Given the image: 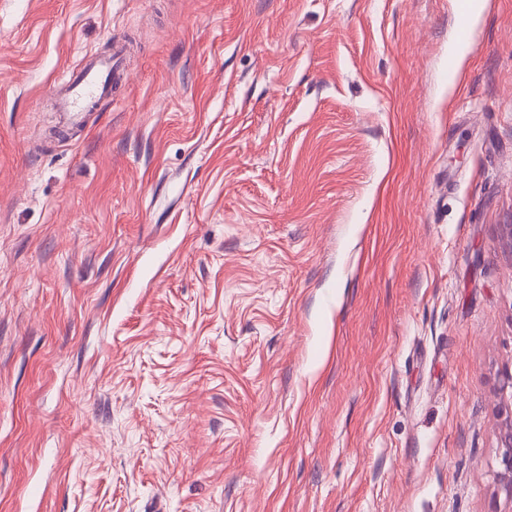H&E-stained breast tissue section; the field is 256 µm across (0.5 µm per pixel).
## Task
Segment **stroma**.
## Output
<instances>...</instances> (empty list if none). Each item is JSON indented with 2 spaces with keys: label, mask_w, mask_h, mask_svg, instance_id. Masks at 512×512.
Masks as SVG:
<instances>
[{
  "label": "stroma",
  "mask_w": 512,
  "mask_h": 512,
  "mask_svg": "<svg viewBox=\"0 0 512 512\" xmlns=\"http://www.w3.org/2000/svg\"><path fill=\"white\" fill-rule=\"evenodd\" d=\"M506 224L512 0H0V512H512ZM123 52V46L115 47L112 56L88 63L79 73L72 76L63 88L53 87L51 93L56 96L58 111L70 114L74 120L87 108L111 93L126 80L116 64L117 57ZM502 405L498 427V470L495 473L498 494L512 504V368L505 366L501 373ZM510 389L509 395L507 390Z\"/></svg>",
  "instance_id": "obj_1"
}]
</instances>
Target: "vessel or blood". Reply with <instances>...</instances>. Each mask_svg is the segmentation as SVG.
Wrapping results in <instances>:
<instances>
[{
  "mask_svg": "<svg viewBox=\"0 0 512 512\" xmlns=\"http://www.w3.org/2000/svg\"><path fill=\"white\" fill-rule=\"evenodd\" d=\"M125 75L117 68L116 57L88 63L72 76L65 87L53 88L60 112L78 117L87 108L111 93L113 87L124 81Z\"/></svg>",
  "mask_w": 512,
  "mask_h": 512,
  "instance_id": "b4317fda",
  "label": "vessel or blood"
}]
</instances>
